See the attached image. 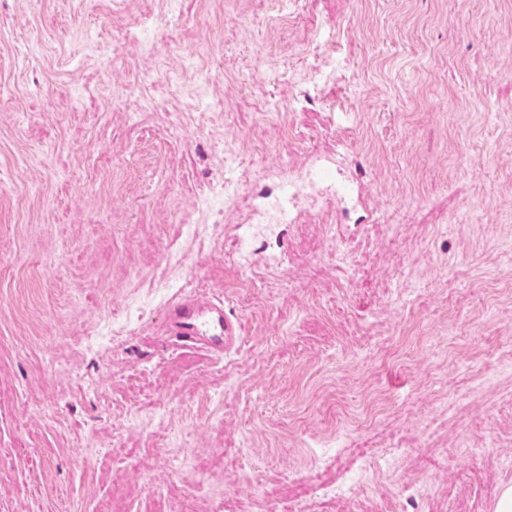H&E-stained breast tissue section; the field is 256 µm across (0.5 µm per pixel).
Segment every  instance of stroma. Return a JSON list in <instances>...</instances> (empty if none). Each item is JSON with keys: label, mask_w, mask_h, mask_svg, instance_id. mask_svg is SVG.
Returning a JSON list of instances; mask_svg holds the SVG:
<instances>
[{"label": "stroma", "mask_w": 512, "mask_h": 512, "mask_svg": "<svg viewBox=\"0 0 512 512\" xmlns=\"http://www.w3.org/2000/svg\"><path fill=\"white\" fill-rule=\"evenodd\" d=\"M166 10L0 0V512H494L512 0ZM188 295L238 350L173 336Z\"/></svg>", "instance_id": "obj_1"}]
</instances>
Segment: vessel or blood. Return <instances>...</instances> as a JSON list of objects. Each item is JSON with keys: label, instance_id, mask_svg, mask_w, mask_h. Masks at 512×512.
<instances>
[{"label": "vessel or blood", "instance_id": "obj_1", "mask_svg": "<svg viewBox=\"0 0 512 512\" xmlns=\"http://www.w3.org/2000/svg\"><path fill=\"white\" fill-rule=\"evenodd\" d=\"M168 317L175 335L191 345L202 346L223 354L238 349L242 339V325L229 317L223 302L199 303L186 297L168 309Z\"/></svg>", "mask_w": 512, "mask_h": 512}]
</instances>
